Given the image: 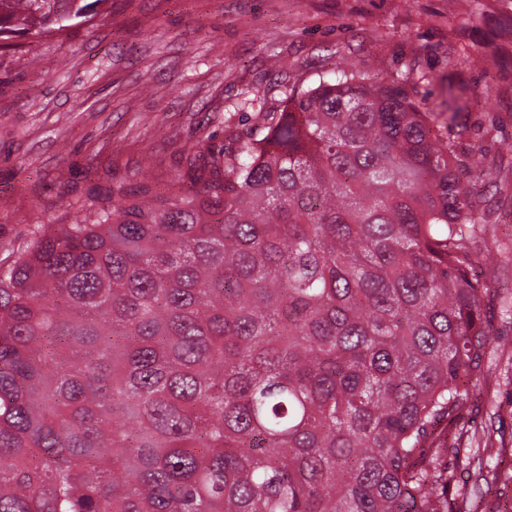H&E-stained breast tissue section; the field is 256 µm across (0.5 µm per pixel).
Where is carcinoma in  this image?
Returning a JSON list of instances; mask_svg holds the SVG:
<instances>
[{"mask_svg": "<svg viewBox=\"0 0 512 512\" xmlns=\"http://www.w3.org/2000/svg\"><path fill=\"white\" fill-rule=\"evenodd\" d=\"M106 0H0V40ZM267 133L0 265V512H454L438 439L498 345L483 159L344 67Z\"/></svg>", "mask_w": 512, "mask_h": 512, "instance_id": "cac0c4a2", "label": "carcinoma"}]
</instances>
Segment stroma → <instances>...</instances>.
Returning <instances> with one entry per match:
<instances>
[{
	"instance_id": "obj_1",
	"label": "stroma",
	"mask_w": 512,
	"mask_h": 512,
	"mask_svg": "<svg viewBox=\"0 0 512 512\" xmlns=\"http://www.w3.org/2000/svg\"><path fill=\"white\" fill-rule=\"evenodd\" d=\"M486 10L462 28L448 0H111L64 33L14 38L0 48V260L116 185L178 190L186 150L231 149L228 123L260 127L243 92L278 112L280 81L311 85L353 63L405 79L439 125L460 84L461 149L482 153L494 184L473 232L489 248L478 274L501 346L439 467L462 512H495L512 499V14Z\"/></svg>"
}]
</instances>
